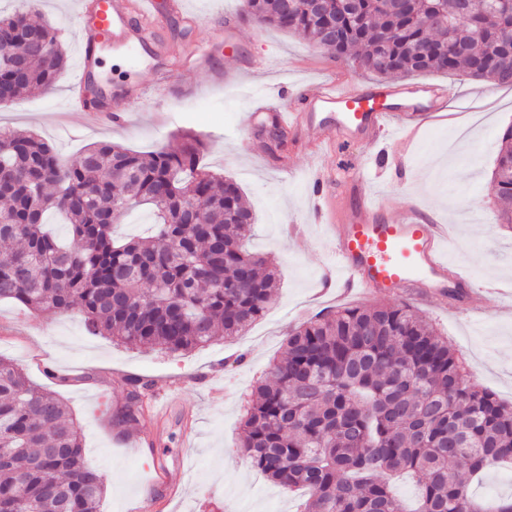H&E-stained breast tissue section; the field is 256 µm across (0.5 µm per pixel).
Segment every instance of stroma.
<instances>
[{
	"label": "stroma",
	"instance_id": "obj_1",
	"mask_svg": "<svg viewBox=\"0 0 512 512\" xmlns=\"http://www.w3.org/2000/svg\"><path fill=\"white\" fill-rule=\"evenodd\" d=\"M170 2L157 0L159 39L186 51L214 47L213 69L162 82L148 65H113L99 74L97 88L108 94L114 83L138 81L152 87L151 97L132 100L123 121L88 126L64 106L85 34L76 0H40L38 10L59 29L71 65L52 90L0 106V126L40 134L64 160L100 140L150 151L177 148L184 132L195 133L209 169L239 185L256 215L248 247L267 256L279 277L271 308L243 336L179 353L113 344L89 334L76 312H31L0 302V357L21 365L69 406L83 430L87 461L106 484L101 512H136L157 459L184 489L182 497L160 501L157 512H297L298 496L240 452L242 406L256 381L270 379V366L284 354L294 329L340 304H411L447 338L472 382L512 403V230L499 222L491 182L502 134L512 126V99H503L498 85L460 72L392 77L395 85L444 87L450 103L447 120H423L403 177L370 166L357 144L339 155L301 151L288 140L271 148L262 129L273 115L258 105L275 84L289 80L295 95L335 79L376 86L379 77L358 75L299 36L244 22L239 0H180L176 11ZM220 70L237 72L238 82L220 81ZM341 156L364 166L371 200L386 220L413 203L440 222H453L451 263L479 287L498 291V298L483 299V312L473 313L467 302L420 301L404 288L380 299L319 295L330 257L327 232L311 220L309 206L314 179L339 176ZM122 375L150 381L151 401L172 404L164 422L144 414L140 429L152 443L139 452L125 446L109 420L110 410L125 400Z\"/></svg>",
	"mask_w": 512,
	"mask_h": 512
}]
</instances>
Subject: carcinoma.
<instances>
[{"label": "carcinoma", "instance_id": "obj_1", "mask_svg": "<svg viewBox=\"0 0 512 512\" xmlns=\"http://www.w3.org/2000/svg\"><path fill=\"white\" fill-rule=\"evenodd\" d=\"M36 0L0 15V32L27 54L17 75L0 45L8 100L52 89L67 68L58 30L31 19ZM258 28L292 32L378 77L452 73L512 86V0H241ZM37 35L44 54L29 44ZM203 144L141 153L108 141L63 162L33 133L0 128V301L76 311L88 331L139 348L182 352L244 333L273 300L275 273L249 251L254 215L238 184L206 169ZM493 181L512 228V126ZM149 207L151 236L118 242L112 212ZM64 217L70 243L46 229ZM273 381L253 387L241 452L267 478L309 497L303 512H403L390 481L416 478L415 512H512V495L485 503L469 488L512 467V405L470 382L437 328L406 303L344 306L288 336ZM111 415L135 428L150 386L124 378ZM0 450L18 484H0V512H100L102 475L88 465L65 402L0 358Z\"/></svg>", "mask_w": 512, "mask_h": 512}]
</instances>
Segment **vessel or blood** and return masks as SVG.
Returning <instances> with one entry per match:
<instances>
[{"mask_svg":"<svg viewBox=\"0 0 512 512\" xmlns=\"http://www.w3.org/2000/svg\"><path fill=\"white\" fill-rule=\"evenodd\" d=\"M77 15L86 20L87 37L82 44L78 75L66 96L68 111L80 112L92 121L104 118L101 109L87 98V86L99 53L105 47L117 52H136L153 44L148 26L155 15L154 0H94L79 6ZM168 67L189 72L203 67L209 50L180 57L163 51ZM145 95L143 84H117L112 88V113L124 114L127 101ZM263 108L275 114L280 126L309 134L307 148L317 152L348 144L374 146L387 133L391 120L405 127L393 141L391 164H400L409 140L419 132L414 120L426 113L445 114L448 95L431 85L402 87L350 86L336 82L303 90L297 100H265ZM350 174L343 191L328 193L316 188L317 215H330L327 247L336 266V294H388L397 288L415 289L422 297L458 299L461 289L473 287V280L452 266L448 259V227L428 213L407 206L402 218L384 221L381 209L368 199L370 185L351 163H343ZM170 470L158 461L143 490L146 502H153L158 490L170 487Z\"/></svg>","mask_w":512,"mask_h":512,"instance_id":"b4317fda","label":"vessel or blood"}]
</instances>
